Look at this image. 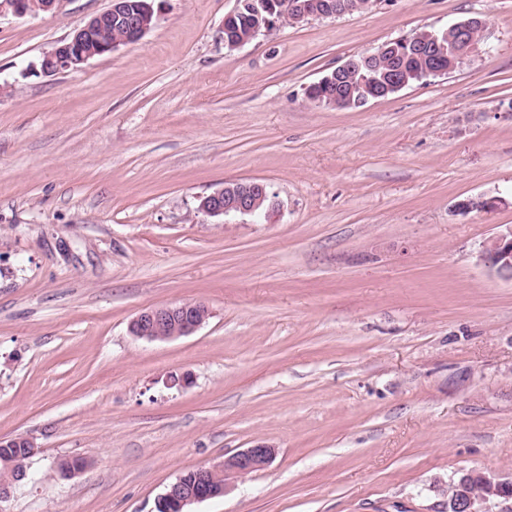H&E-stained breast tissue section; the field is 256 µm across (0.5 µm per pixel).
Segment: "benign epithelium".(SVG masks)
I'll return each mask as SVG.
<instances>
[{
  "label": "benign epithelium",
  "instance_id": "obj_1",
  "mask_svg": "<svg viewBox=\"0 0 512 512\" xmlns=\"http://www.w3.org/2000/svg\"><path fill=\"white\" fill-rule=\"evenodd\" d=\"M57 0H42L39 8L31 6L30 0H0V14L9 12L16 17L35 15L38 11L50 12L54 10ZM121 25L126 35L107 44L100 41L98 33L104 20ZM477 26L481 30L488 29V22L481 17H471L464 21L451 24L444 34H453L455 48L453 50L456 60L454 64L446 67L438 61L426 71L429 77L446 75L452 69L464 64L473 57L483 53L484 42L469 37L470 28ZM149 31L148 25L139 21L134 15L130 0H111L108 9L92 16L73 36L46 52L40 59L39 72L44 75H53L62 70H76L88 60L97 55L111 54L120 47L139 41ZM360 62L351 57L338 66L330 75L309 86L308 91L318 95H325L324 89L336 82V76L343 71L359 68ZM407 86V78L401 75L391 77L390 84L377 91H367L363 96L352 101L330 96L327 102L334 106L351 107L364 106L372 100L379 99L389 90L398 91ZM267 203V208L273 207L272 197L267 185L258 181L226 183L222 188L203 197L199 210L210 217H220L229 214L256 216L259 214L258 205ZM504 200L496 196L478 195L466 197L454 205L455 212L461 215L473 211H492ZM477 262L498 278L512 280V226L495 233L483 240L476 251ZM209 309L199 302H181L158 306L141 311L129 324L131 335L154 341L155 332L165 327L169 334L165 339L171 340L189 336L202 326L209 317ZM274 456V448L257 444L241 450L224 459L218 466H201L195 469V482L192 487L186 488L182 478L172 483L159 501L169 505L168 512H188L187 507L196 502L220 497L227 490V484L214 486L209 483V474L215 471L224 472V476L231 474L244 476L260 470L269 465ZM482 479L485 491L479 496L469 493L459 495L448 503V512H492L491 507H499L498 512H512V479L484 473L472 472Z\"/></svg>",
  "mask_w": 512,
  "mask_h": 512
}]
</instances>
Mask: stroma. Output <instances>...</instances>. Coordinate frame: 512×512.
I'll use <instances>...</instances> for the list:
<instances>
[{
	"label": "stroma",
	"mask_w": 512,
	"mask_h": 512,
	"mask_svg": "<svg viewBox=\"0 0 512 512\" xmlns=\"http://www.w3.org/2000/svg\"><path fill=\"white\" fill-rule=\"evenodd\" d=\"M109 5L0 15V438L36 445L0 512H156L258 443L272 462L192 512H448L461 474L512 477V283L475 257L512 225V0H378L233 51L235 0H165L139 42L30 73ZM473 16L486 51L448 75L306 95ZM251 180L266 216L199 211ZM483 193L504 205L453 213ZM182 301L211 312L192 335L130 334Z\"/></svg>",
	"instance_id": "35a3bbf8"
}]
</instances>
